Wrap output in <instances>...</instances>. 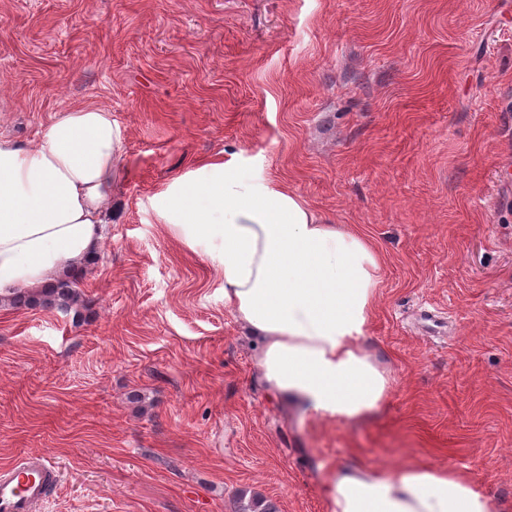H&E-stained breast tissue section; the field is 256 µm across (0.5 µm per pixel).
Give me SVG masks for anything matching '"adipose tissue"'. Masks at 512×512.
Wrapping results in <instances>:
<instances>
[{
  "instance_id": "ef3b65f1",
  "label": "adipose tissue",
  "mask_w": 512,
  "mask_h": 512,
  "mask_svg": "<svg viewBox=\"0 0 512 512\" xmlns=\"http://www.w3.org/2000/svg\"><path fill=\"white\" fill-rule=\"evenodd\" d=\"M126 132L111 112H59L24 147L0 137V298L73 271L102 245ZM161 223L208 259L224 305L258 337L262 384L310 418L377 411L395 384L363 344L384 260L355 225L329 224L296 193L236 159L201 164L154 200ZM326 512H492L473 481L445 466L396 473L326 471Z\"/></svg>"
}]
</instances>
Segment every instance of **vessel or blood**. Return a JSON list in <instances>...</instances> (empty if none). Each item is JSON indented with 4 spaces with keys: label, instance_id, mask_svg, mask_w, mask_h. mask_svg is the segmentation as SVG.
<instances>
[{
    "label": "vessel or blood",
    "instance_id": "vessel-or-blood-1",
    "mask_svg": "<svg viewBox=\"0 0 512 512\" xmlns=\"http://www.w3.org/2000/svg\"><path fill=\"white\" fill-rule=\"evenodd\" d=\"M53 466L42 457H23L0 468V512H39Z\"/></svg>",
    "mask_w": 512,
    "mask_h": 512
}]
</instances>
